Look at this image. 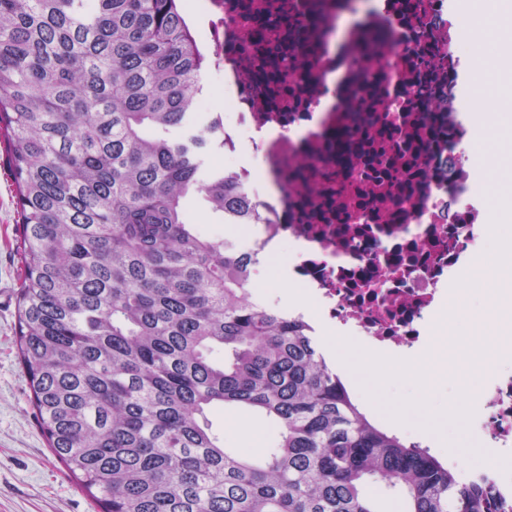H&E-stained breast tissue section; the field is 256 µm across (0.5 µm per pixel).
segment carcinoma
<instances>
[{
  "label": "carcinoma",
  "instance_id": "carcinoma-1",
  "mask_svg": "<svg viewBox=\"0 0 512 512\" xmlns=\"http://www.w3.org/2000/svg\"><path fill=\"white\" fill-rule=\"evenodd\" d=\"M205 55L183 0H0V137L23 273L17 344L41 429L100 512H489V488L374 424L254 256L189 223L249 194L207 164ZM263 416L259 455L212 417Z\"/></svg>",
  "mask_w": 512,
  "mask_h": 512
}]
</instances>
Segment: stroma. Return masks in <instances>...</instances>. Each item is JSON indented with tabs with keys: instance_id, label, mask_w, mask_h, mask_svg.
Here are the masks:
<instances>
[{
	"instance_id": "obj_1",
	"label": "stroma",
	"mask_w": 512,
	"mask_h": 512,
	"mask_svg": "<svg viewBox=\"0 0 512 512\" xmlns=\"http://www.w3.org/2000/svg\"><path fill=\"white\" fill-rule=\"evenodd\" d=\"M500 60L493 79L475 81L464 69L458 91L459 111L470 103L488 101L495 120L487 135L470 148L481 159L485 192L482 209L489 224L512 216V26L500 32ZM17 213L6 153L0 147V512H95L64 464L50 450L37 412L30 401L27 376L16 346L18 290L22 267L17 252ZM483 259L498 277L492 290L472 285L461 326L452 327L447 342L428 337L427 358L444 375L433 380L430 369L409 378L386 379L370 398L378 423L401 410L412 421L397 433L409 442L429 447L440 459L480 437V390L469 373L492 362L512 364V256L493 237L483 242ZM462 408L459 423L445 433V443L433 442L431 429L449 407ZM229 448L258 452L270 430L256 417L223 413L218 418Z\"/></svg>"
}]
</instances>
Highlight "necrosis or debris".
<instances>
[{"label":"necrosis or debris","mask_w":512,"mask_h":512,"mask_svg":"<svg viewBox=\"0 0 512 512\" xmlns=\"http://www.w3.org/2000/svg\"><path fill=\"white\" fill-rule=\"evenodd\" d=\"M222 11L224 169L255 197L259 220L236 245L277 261L319 317L396 349L419 347L431 318L467 300L456 273L486 233L464 203L475 135L454 93L465 59L448 0H207ZM250 145L260 167L239 164ZM481 428L512 447V367L493 365Z\"/></svg>","instance_id":"4bbe7bcc"}]
</instances>
